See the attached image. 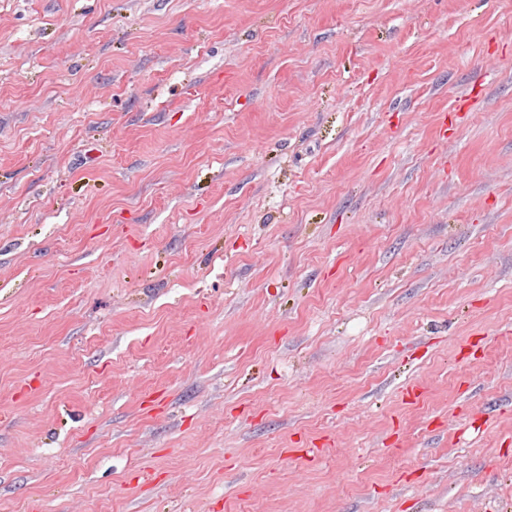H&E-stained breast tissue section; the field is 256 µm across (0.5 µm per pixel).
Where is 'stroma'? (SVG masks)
Masks as SVG:
<instances>
[{
  "mask_svg": "<svg viewBox=\"0 0 512 512\" xmlns=\"http://www.w3.org/2000/svg\"><path fill=\"white\" fill-rule=\"evenodd\" d=\"M512 512V0H0V512Z\"/></svg>",
  "mask_w": 512,
  "mask_h": 512,
  "instance_id": "1",
  "label": "stroma"
}]
</instances>
